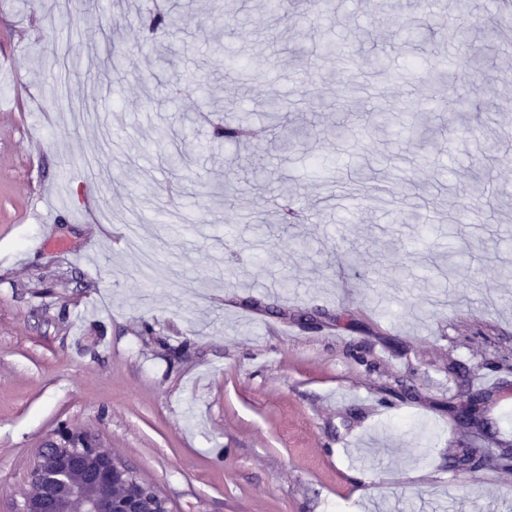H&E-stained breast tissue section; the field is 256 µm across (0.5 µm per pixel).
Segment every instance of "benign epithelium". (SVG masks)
<instances>
[{
	"mask_svg": "<svg viewBox=\"0 0 512 512\" xmlns=\"http://www.w3.org/2000/svg\"><path fill=\"white\" fill-rule=\"evenodd\" d=\"M17 512H170L168 502L91 436L56 430L44 443Z\"/></svg>",
	"mask_w": 512,
	"mask_h": 512,
	"instance_id": "1",
	"label": "benign epithelium"
}]
</instances>
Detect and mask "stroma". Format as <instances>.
<instances>
[{
    "label": "stroma",
    "instance_id": "obj_1",
    "mask_svg": "<svg viewBox=\"0 0 512 512\" xmlns=\"http://www.w3.org/2000/svg\"><path fill=\"white\" fill-rule=\"evenodd\" d=\"M181 15L150 33L148 0H0V512H14L45 438L59 426L84 430L122 457L164 497L171 512H512V469H451V457L486 431L491 447L512 445V250L453 270L438 254L461 209L473 245L512 235V155L484 151L512 111L498 94L512 86V49L481 39L410 48L407 23L426 26L418 0H336L330 35L338 46L372 33L387 54L371 73L323 55V90L308 113L317 134L299 151L272 147L263 100L287 98L298 118L294 47L315 29L295 0L287 22L264 0H237L243 22L226 72L211 49L210 0H166ZM111 25L123 69L99 70L109 84L81 121L53 104L50 87L73 96L88 86V31ZM462 58L478 102L439 152L409 133L348 137L337 100L359 90L407 109L433 84L431 71L401 81L412 61ZM201 79L216 109L155 98L157 81ZM247 112L251 149L214 139L220 107ZM186 153L190 181L171 173L160 150ZM122 168L113 194L86 159ZM386 154L367 201L348 180L356 164ZM483 162L485 198L466 194V161ZM265 163L272 183L249 179L245 160ZM414 187L389 193L398 169ZM272 227L226 223L224 193ZM307 208L292 236L315 239L301 254L281 241L280 197ZM115 222L75 218L91 200ZM357 253V267L347 264ZM445 271L447 291L427 281ZM292 282L281 291L282 278ZM461 373L450 372V363ZM482 394L483 426L460 425L452 404Z\"/></svg>",
    "mask_w": 512,
    "mask_h": 512
}]
</instances>
